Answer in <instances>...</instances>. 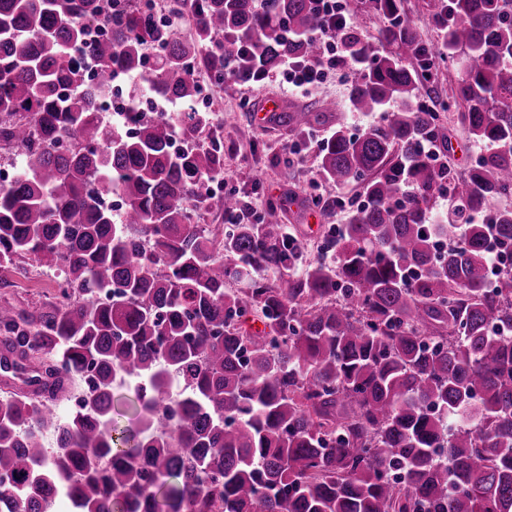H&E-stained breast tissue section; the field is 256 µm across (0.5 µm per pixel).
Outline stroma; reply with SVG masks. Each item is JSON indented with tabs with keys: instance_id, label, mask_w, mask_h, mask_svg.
I'll return each instance as SVG.
<instances>
[{
	"instance_id": "1",
	"label": "stroma",
	"mask_w": 512,
	"mask_h": 512,
	"mask_svg": "<svg viewBox=\"0 0 512 512\" xmlns=\"http://www.w3.org/2000/svg\"><path fill=\"white\" fill-rule=\"evenodd\" d=\"M457 76L456 67L440 64L432 82L420 87L417 99L446 108L448 137L454 146L447 156L448 166L461 172L483 153L484 147L469 138L458 120L459 108L453 103ZM202 88L209 95L211 118L218 125L216 134L224 153V179L213 182V189L228 185L247 196L259 211L267 202H283V231L297 239L308 260H315L327 235L333 227L345 223L349 210L342 207L323 212L313 206V198L343 197L357 203L361 200V190L355 185L341 188L320 180L317 153L300 157L290 152L293 142L304 139V131L284 123L263 122L258 118V111L271 99L282 100L288 113L319 111L326 99L346 102L347 75H332L303 95L289 94L287 84L276 70L268 78L250 84L245 95L232 80L219 87L206 82ZM56 283V276L42 273L36 267L29 282L0 288V299H9L19 308L28 309L52 299L58 292Z\"/></svg>"
}]
</instances>
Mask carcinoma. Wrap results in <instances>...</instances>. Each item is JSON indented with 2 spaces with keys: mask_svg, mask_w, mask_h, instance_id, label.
Masks as SVG:
<instances>
[{
  "mask_svg": "<svg viewBox=\"0 0 512 512\" xmlns=\"http://www.w3.org/2000/svg\"><path fill=\"white\" fill-rule=\"evenodd\" d=\"M254 2L174 0L161 21L134 0H0V148L22 165L0 184V271L65 281L42 308L0 303L19 384L0 395V512H512V270L488 258L489 235L512 244V208L487 209L512 196V0H440L438 49L401 0H364L395 52L336 31L351 110L397 109L357 135L338 117L321 146L320 176L363 196L329 262L306 260L273 201L255 224H197L242 205L208 187L224 155L201 144L198 75L224 83L226 42L246 47L249 81L322 52L312 0ZM461 50L459 120L486 151L454 174L425 150L448 154L447 123L414 98ZM146 70L178 110L132 134L106 123L113 78ZM178 131L190 146L175 151ZM445 190L448 220L432 224ZM108 191L125 197L119 223ZM78 388L84 408L61 417Z\"/></svg>",
  "mask_w": 512,
  "mask_h": 512,
  "instance_id": "obj_1",
  "label": "carcinoma"
}]
</instances>
